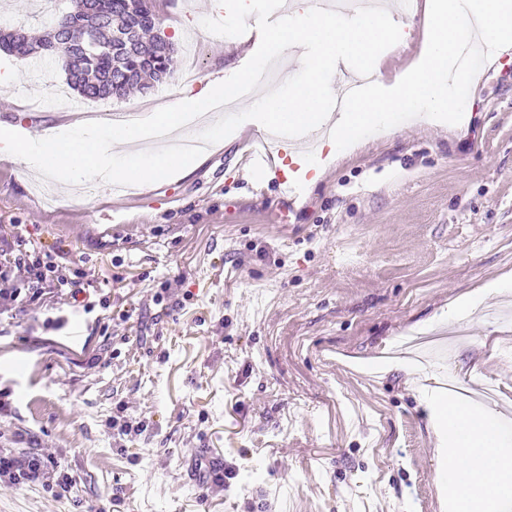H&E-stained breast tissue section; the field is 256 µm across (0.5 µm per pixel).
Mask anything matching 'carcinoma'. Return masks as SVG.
<instances>
[{
	"label": "carcinoma",
	"mask_w": 512,
	"mask_h": 512,
	"mask_svg": "<svg viewBox=\"0 0 512 512\" xmlns=\"http://www.w3.org/2000/svg\"><path fill=\"white\" fill-rule=\"evenodd\" d=\"M77 5V0H70V6L63 15L73 18V24L68 29L72 42L70 66L78 78L70 81V84L81 97L87 100L119 99L129 88L142 84L144 79L162 83L172 76L178 50L174 46L167 51L162 50L160 36L151 35L158 22L139 29L131 46L112 45L114 33L129 27L134 16L143 12L157 14L155 0H92L93 16L77 11ZM88 27L95 30L98 41L105 49L104 53L92 58L84 56L79 49ZM52 35L50 31L32 40L20 31L0 34V48L27 58L44 49Z\"/></svg>",
	"instance_id": "cac0c4a2"
}]
</instances>
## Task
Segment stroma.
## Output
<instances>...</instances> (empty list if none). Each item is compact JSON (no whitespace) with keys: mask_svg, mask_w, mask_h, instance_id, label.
<instances>
[{"mask_svg":"<svg viewBox=\"0 0 512 512\" xmlns=\"http://www.w3.org/2000/svg\"><path fill=\"white\" fill-rule=\"evenodd\" d=\"M202 0H165L160 34L179 49L166 82L90 101L57 60L0 55L17 82L0 92V124L63 126L142 119L255 53L216 36ZM67 0H0V30L41 36ZM379 59L389 87L423 48L422 5ZM490 58L460 124L414 118L311 168L282 201L242 167L244 136L209 145L189 173L130 186L125 198L59 189L0 160V225L84 268L92 311L52 297L0 314V434L19 436L73 477L70 496L0 484V512H448L437 477L425 387L485 382L512 442V319L490 320L512 290L443 320L449 304L512 278V46ZM102 361L90 365L93 356ZM372 363L364 372L360 363ZM143 422L118 435L114 417ZM221 456L223 489L190 476Z\"/></svg>","mask_w":512,"mask_h":512,"instance_id":"obj_1","label":"stroma"}]
</instances>
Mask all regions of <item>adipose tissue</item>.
<instances>
[{
    "instance_id": "1",
    "label": "adipose tissue",
    "mask_w": 512,
    "mask_h": 512,
    "mask_svg": "<svg viewBox=\"0 0 512 512\" xmlns=\"http://www.w3.org/2000/svg\"><path fill=\"white\" fill-rule=\"evenodd\" d=\"M223 98V84L213 82L196 95L157 108L153 119L172 133L183 127L186 113L212 109ZM433 428L456 512H505L512 504V446L501 440L493 414L444 393L435 406Z\"/></svg>"
}]
</instances>
